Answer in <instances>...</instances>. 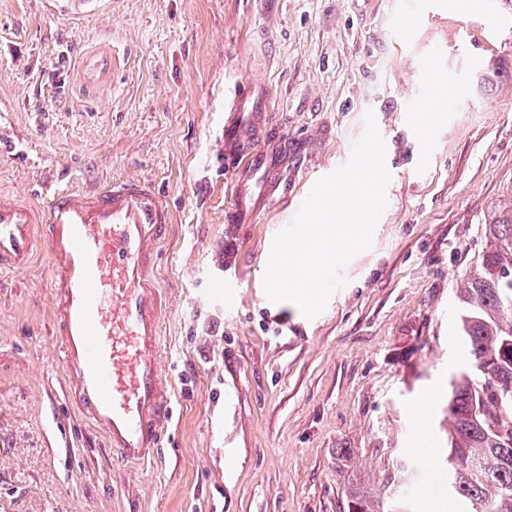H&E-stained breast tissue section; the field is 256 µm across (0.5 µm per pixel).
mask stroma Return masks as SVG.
Segmentation results:
<instances>
[{"instance_id":"obj_1","label":"stroma","mask_w":512,"mask_h":512,"mask_svg":"<svg viewBox=\"0 0 512 512\" xmlns=\"http://www.w3.org/2000/svg\"><path fill=\"white\" fill-rule=\"evenodd\" d=\"M406 2L118 0L70 19L56 0H0V192L144 177L173 216L157 260L173 420L148 462H118L65 396L46 255L0 274V512H339L415 455L410 408L432 388L414 510L446 505L456 283L512 192V0ZM435 79L458 93L430 120ZM249 80L288 134L286 192L229 226L224 103ZM369 111L391 174L371 248L315 319L266 303L271 237Z\"/></svg>"}]
</instances>
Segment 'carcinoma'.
<instances>
[{"instance_id":"obj_1","label":"carcinoma","mask_w":512,"mask_h":512,"mask_svg":"<svg viewBox=\"0 0 512 512\" xmlns=\"http://www.w3.org/2000/svg\"><path fill=\"white\" fill-rule=\"evenodd\" d=\"M486 250L461 276V366L449 380L448 499L462 512H512V192L483 224ZM417 461L404 460L389 496L363 484L346 496V512H409Z\"/></svg>"}]
</instances>
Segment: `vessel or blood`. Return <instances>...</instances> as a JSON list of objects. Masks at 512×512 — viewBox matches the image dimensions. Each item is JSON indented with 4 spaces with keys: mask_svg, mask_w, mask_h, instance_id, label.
Returning a JSON list of instances; mask_svg holds the SVG:
<instances>
[{
    "mask_svg": "<svg viewBox=\"0 0 512 512\" xmlns=\"http://www.w3.org/2000/svg\"><path fill=\"white\" fill-rule=\"evenodd\" d=\"M109 0H58L67 16L103 11ZM284 129L271 118L265 84L235 87L223 153L232 200L228 224H251L280 191ZM172 222L148 180L57 189L45 203L0 194V272L37 253L53 267L54 334L60 371L77 409L129 462L148 460L172 418L160 359L167 312L155 261Z\"/></svg>",
    "mask_w": 512,
    "mask_h": 512,
    "instance_id": "vessel-or-blood-1",
    "label": "vessel or blood"
}]
</instances>
